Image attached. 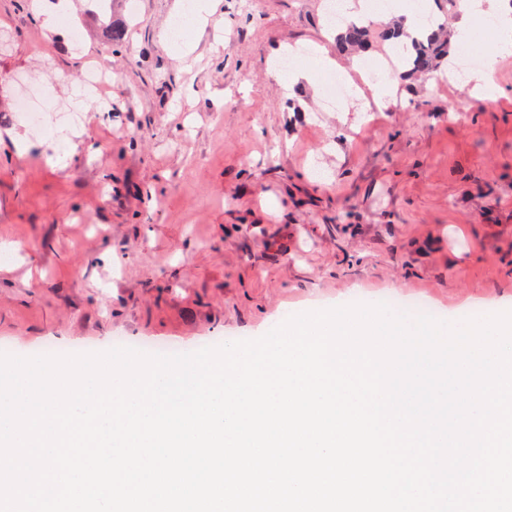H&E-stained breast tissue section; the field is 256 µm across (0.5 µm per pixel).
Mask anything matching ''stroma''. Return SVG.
<instances>
[{"mask_svg": "<svg viewBox=\"0 0 512 512\" xmlns=\"http://www.w3.org/2000/svg\"><path fill=\"white\" fill-rule=\"evenodd\" d=\"M43 2L0 0V239L18 247L0 254V353H190L355 292L451 322L512 311V54L491 103L445 65L403 77L370 121L355 98L326 109L320 79L268 69L292 45L351 69L326 0H220L184 60L160 38L175 0H73L53 31ZM93 67L109 79L66 167L20 155L19 78L50 116Z\"/></svg>", "mask_w": 512, "mask_h": 512, "instance_id": "stroma-1", "label": "stroma"}]
</instances>
